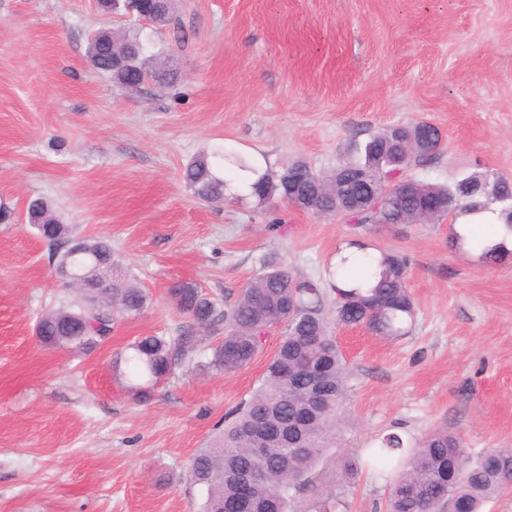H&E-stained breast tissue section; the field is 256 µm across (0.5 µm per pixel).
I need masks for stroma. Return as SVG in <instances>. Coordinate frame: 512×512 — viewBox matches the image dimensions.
<instances>
[{
    "instance_id": "35a3bbf8",
    "label": "stroma",
    "mask_w": 512,
    "mask_h": 512,
    "mask_svg": "<svg viewBox=\"0 0 512 512\" xmlns=\"http://www.w3.org/2000/svg\"><path fill=\"white\" fill-rule=\"evenodd\" d=\"M94 0H0V512H199L191 458L260 385L278 336L233 374L189 366L135 400L113 360L135 338L186 322L179 283L234 300L273 253L322 280L352 240L404 256L417 306L397 340L340 327L346 390L336 445L297 493L335 512H384L385 475L344 462L389 433L436 429L472 454L512 448V258L452 248L447 220L356 228L286 202L196 200L185 164L215 145L328 172L381 129L426 120L445 151L409 175L445 183L480 164L512 176V0H174L152 32L176 79L129 91L86 48ZM47 199L80 234L103 237L148 295L90 353L42 346L34 327L69 298L24 221Z\"/></svg>"
}]
</instances>
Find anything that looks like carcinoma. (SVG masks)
Returning <instances> with one entry per match:
<instances>
[{
    "label": "carcinoma",
    "mask_w": 512,
    "mask_h": 512,
    "mask_svg": "<svg viewBox=\"0 0 512 512\" xmlns=\"http://www.w3.org/2000/svg\"><path fill=\"white\" fill-rule=\"evenodd\" d=\"M145 0H98L105 15L122 13L142 18ZM87 57L97 71L126 86L135 71L151 78L148 41L136 30L96 32L88 42ZM445 143L430 122L389 127L372 136L360 158L329 174H318L304 162L255 167L249 156L216 147L202 151L184 167L182 178L195 198L207 203L226 199L224 173L255 176L250 197L260 204L274 198H298V208L340 216L349 224L371 227L420 224L431 207L447 204L436 217L451 221L461 215L498 206L503 229L512 233V205L499 200L512 194V178L475 166L447 184L415 181L413 191H389L381 206L371 200L373 180L383 184L408 179L405 170L443 153ZM27 221L47 243L55 264L62 263L65 244L77 237L74 228L59 223L48 201L30 200ZM478 257L494 263L512 253L504 244L485 245L491 235L473 234ZM87 254L74 264L101 260L105 270L56 309L42 315L36 334L45 346L89 352L112 334L115 321L140 314L147 304L141 288L117 274L112 245L81 237ZM347 246L358 256L342 257L327 271L336 294L327 308L321 283L302 278L274 255L260 260L261 270L241 289L238 299L223 307L199 289L182 283L170 289L177 311L189 325L174 333H152L136 338L130 353H118L114 367L126 364L128 390L138 400L174 370L194 361L199 333L224 324V338L211 347L207 367L235 373L246 367L273 330L281 329L273 358L252 397L234 413L212 446L190 463L189 481L204 492L200 512H294V494L332 447L339 404L345 392L346 367L333 326L362 327L377 336L406 335L416 314L406 288L405 260L360 241ZM368 461L389 470L387 512H432L452 503L461 512H481L482 506L512 486V448H491L473 457L455 434L440 429L410 446L392 433L370 449ZM255 475L244 484L243 474Z\"/></svg>",
    "instance_id": "obj_1"
}]
</instances>
